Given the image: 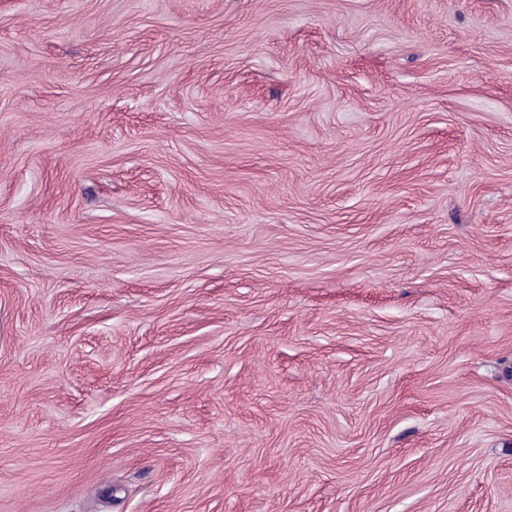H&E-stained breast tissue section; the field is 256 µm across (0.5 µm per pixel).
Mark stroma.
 Masks as SVG:
<instances>
[{
    "label": "stroma",
    "instance_id": "stroma-1",
    "mask_svg": "<svg viewBox=\"0 0 512 512\" xmlns=\"http://www.w3.org/2000/svg\"><path fill=\"white\" fill-rule=\"evenodd\" d=\"M0 512H512V0H0Z\"/></svg>",
    "mask_w": 512,
    "mask_h": 512
}]
</instances>
